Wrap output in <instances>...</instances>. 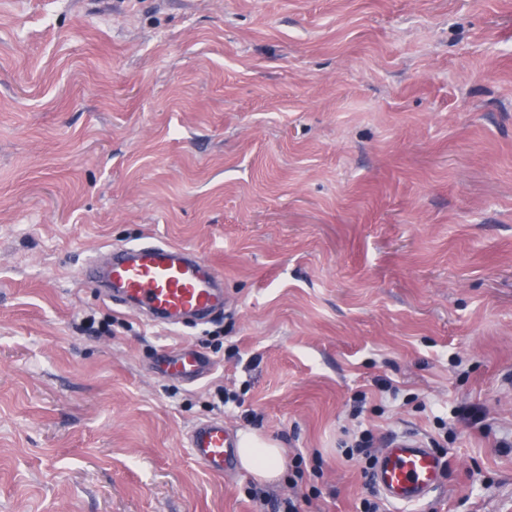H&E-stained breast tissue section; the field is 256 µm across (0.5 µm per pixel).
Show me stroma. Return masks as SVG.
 <instances>
[{"label":"stroma","instance_id":"stroma-1","mask_svg":"<svg viewBox=\"0 0 512 512\" xmlns=\"http://www.w3.org/2000/svg\"><path fill=\"white\" fill-rule=\"evenodd\" d=\"M145 237L223 312L81 283ZM211 420L280 480L197 464ZM363 430L448 461L386 512H512V0H0V512H361ZM163 356L167 369L183 381H197L205 372L204 361L191 346H183L175 351L163 349ZM238 458L242 468L259 482H272L284 469L283 449L269 437L256 432L239 436Z\"/></svg>","mask_w":512,"mask_h":512}]
</instances>
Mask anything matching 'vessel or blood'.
Here are the masks:
<instances>
[{
	"instance_id": "b4317fda",
	"label": "vessel or blood",
	"mask_w": 512,
	"mask_h": 512,
	"mask_svg": "<svg viewBox=\"0 0 512 512\" xmlns=\"http://www.w3.org/2000/svg\"><path fill=\"white\" fill-rule=\"evenodd\" d=\"M81 279L91 287L114 290L118 302L134 303L162 324L202 322L224 307L221 280L208 262L190 250L151 239L92 258ZM163 356L168 370L184 381H197L205 372L193 347L167 350ZM189 446L196 461L213 473L233 465L236 447L223 422L198 424ZM443 468L442 457L420 437L392 434L385 440L372 482L390 501L413 505L437 489Z\"/></svg>"
}]
</instances>
